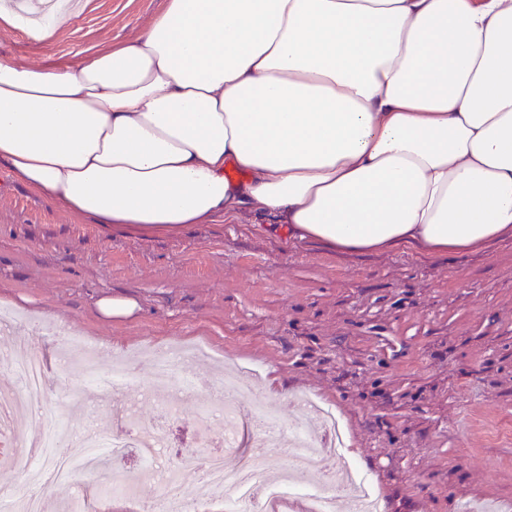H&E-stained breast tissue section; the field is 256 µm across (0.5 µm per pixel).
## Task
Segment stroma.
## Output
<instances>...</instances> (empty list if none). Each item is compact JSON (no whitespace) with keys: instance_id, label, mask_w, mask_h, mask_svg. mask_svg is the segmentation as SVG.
<instances>
[{"instance_id":"stroma-1","label":"stroma","mask_w":512,"mask_h":512,"mask_svg":"<svg viewBox=\"0 0 512 512\" xmlns=\"http://www.w3.org/2000/svg\"><path fill=\"white\" fill-rule=\"evenodd\" d=\"M165 2L81 0L46 41L0 23V58L78 64L137 37ZM105 297L139 309L105 317ZM0 307L16 318L0 351L21 340L52 353L44 407L71 434L114 420L98 392L77 410L67 400L82 372L63 360L58 326L129 360L146 384L145 352L204 341L201 381L227 364L258 368L282 422L297 393L329 404L384 512H512V238L448 256L341 253L284 244L249 209L172 233L104 226L0 166Z\"/></svg>"}]
</instances>
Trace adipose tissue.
Masks as SVG:
<instances>
[{
  "label": "adipose tissue",
  "instance_id": "obj_1",
  "mask_svg": "<svg viewBox=\"0 0 512 512\" xmlns=\"http://www.w3.org/2000/svg\"><path fill=\"white\" fill-rule=\"evenodd\" d=\"M0 165L99 224L463 253L512 236V0H166L79 67L0 59Z\"/></svg>",
  "mask_w": 512,
  "mask_h": 512
}]
</instances>
